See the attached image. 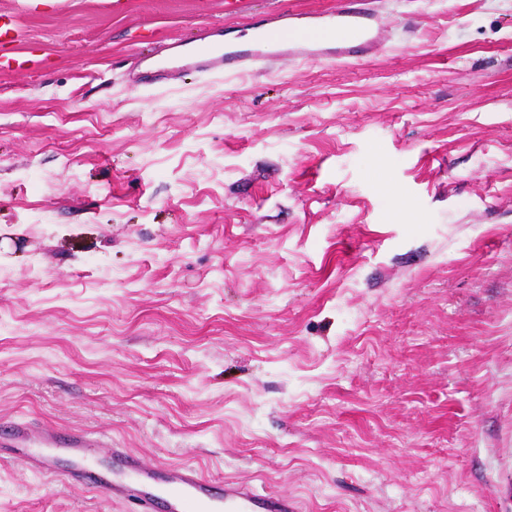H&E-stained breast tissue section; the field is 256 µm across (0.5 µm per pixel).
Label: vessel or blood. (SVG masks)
Segmentation results:
<instances>
[{
    "label": "vessel or blood",
    "instance_id": "vessel-or-blood-1",
    "mask_svg": "<svg viewBox=\"0 0 512 512\" xmlns=\"http://www.w3.org/2000/svg\"><path fill=\"white\" fill-rule=\"evenodd\" d=\"M266 26L246 40L217 46L202 42L194 51L204 72L246 75L272 58L349 61L373 53L386 37L370 0H345L334 10L269 13ZM102 440L84 432L59 441L54 431L25 423L0 436V452L21 458L33 470L56 475L57 455L65 453L72 466L64 477L71 485L106 490L111 498L130 501L140 512H297L288 496L237 483L215 488L189 465H172L165 475L126 449L110 448L111 465H103Z\"/></svg>",
    "mask_w": 512,
    "mask_h": 512
}]
</instances>
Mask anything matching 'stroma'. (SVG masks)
I'll return each instance as SVG.
<instances>
[{
	"label": "stroma",
	"instance_id": "1",
	"mask_svg": "<svg viewBox=\"0 0 512 512\" xmlns=\"http://www.w3.org/2000/svg\"><path fill=\"white\" fill-rule=\"evenodd\" d=\"M341 0H0V433L300 512H512V0L351 63L139 74ZM0 512H136L0 457Z\"/></svg>",
	"mask_w": 512,
	"mask_h": 512
}]
</instances>
